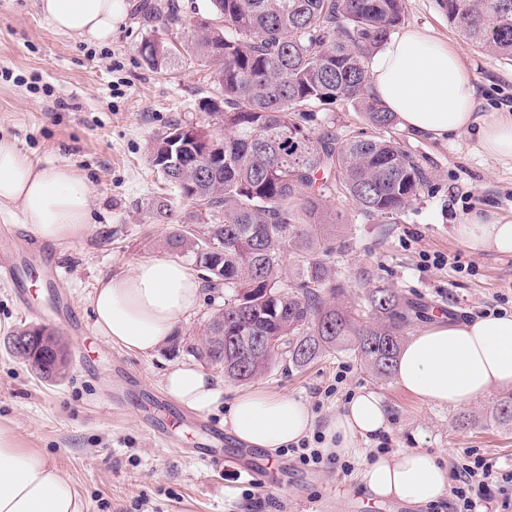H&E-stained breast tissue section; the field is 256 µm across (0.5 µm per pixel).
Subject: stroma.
<instances>
[{
  "mask_svg": "<svg viewBox=\"0 0 512 512\" xmlns=\"http://www.w3.org/2000/svg\"><path fill=\"white\" fill-rule=\"evenodd\" d=\"M140 0H125V12L105 43H88L56 32L33 0H0V137L14 140L32 160L74 166L91 190L92 224L79 242L43 249L16 211L0 210V225L17 226L16 241L0 239L36 264L47 251L57 267V288L70 321L53 326L63 336L69 365L44 381L12 357L3 339L16 328L40 324L46 303L33 287L30 310L21 309L14 286L0 278V429L18 447L45 454L76 488L81 512H379L363 484L370 453L420 448L453 467L458 452L474 448L512 469V421L495 416L501 392L468 404L439 407L401 389L395 378H378L353 353L327 355L311 365L273 371L253 380L256 388L281 392L306 404L325 424L361 388L380 393L391 421L383 437L360 444L345 463L305 466L285 450L275 463L301 482H283L276 470L257 484L221 463L199 459L202 429L183 425L167 435L147 427L146 417L168 420L183 413L177 402L163 407L164 374L193 362L224 292L208 288L201 307L179 329V350L165 347L133 355L98 336L87 300L99 278L132 270L139 262L167 257V225L136 211L135 201L168 195L150 164L153 137L171 121L202 120L201 97L212 95L210 72L189 55H178L155 72L143 62V37L163 36L159 23L144 22ZM403 28H424L451 45L467 63L484 113L512 108V62L484 54L450 26L436 0H407ZM426 174L420 195L391 218L361 220L351 202L329 199L347 226L349 244L337 248L338 301L377 286L396 289L421 309L407 334L437 318L463 321L496 312L512 313V255L473 253L461 246L454 225L477 210L512 218V164L483 155L473 134L448 139L388 129Z\"/></svg>",
  "mask_w": 512,
  "mask_h": 512,
  "instance_id": "35a3bbf8",
  "label": "stroma"
}]
</instances>
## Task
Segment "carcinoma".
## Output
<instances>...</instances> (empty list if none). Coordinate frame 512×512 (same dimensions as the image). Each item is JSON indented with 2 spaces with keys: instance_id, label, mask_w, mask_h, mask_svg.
Listing matches in <instances>:
<instances>
[{
  "instance_id": "1",
  "label": "carcinoma",
  "mask_w": 512,
  "mask_h": 512,
  "mask_svg": "<svg viewBox=\"0 0 512 512\" xmlns=\"http://www.w3.org/2000/svg\"><path fill=\"white\" fill-rule=\"evenodd\" d=\"M448 23L482 52L512 62V0H437ZM405 0H178L146 5L168 31L190 28V42L148 44V68H167L180 51L215 74L216 96L198 102L224 134L187 121L156 134L150 162L177 191L183 215L164 245L224 289L193 355L249 382L278 363L302 369L351 351L380 378L395 371L404 330L416 317L393 288L336 303L330 240L341 225L324 203L340 196L365 219L390 218L419 196L426 176L395 139L317 121L327 106L350 104L382 131L396 115L367 94L371 58L400 25ZM211 149L210 165L193 155ZM166 223L165 197L137 202ZM242 336L263 343L247 351ZM10 352L41 379L68 361L38 346Z\"/></svg>"
}]
</instances>
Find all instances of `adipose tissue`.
<instances>
[{
    "mask_svg": "<svg viewBox=\"0 0 512 512\" xmlns=\"http://www.w3.org/2000/svg\"><path fill=\"white\" fill-rule=\"evenodd\" d=\"M54 30L86 42L111 39L123 0H35ZM368 93L421 137L475 134L479 149L512 162V111L484 115L482 99L460 55L425 31L390 39L370 63ZM18 209L29 232L59 246L82 239L91 223L90 187L69 165H38L0 138V208ZM474 253L512 254V219L477 211L453 228ZM198 273L175 258L145 260L126 273L100 277L88 299L94 325L108 342L134 355L171 343L201 306ZM403 390L437 406L457 407L494 390H512V314H489L461 324L437 322L410 336L396 367ZM164 388L180 405L206 411L224 407V424L241 442L269 452L308 437L316 417L285 393L244 388L225 397L223 386L194 364L172 366ZM379 393L360 389L325 429V452L343 457L388 426ZM364 485L379 500L434 503L448 487V472L418 448L372 457ZM0 512H80L72 483L40 453L17 447L0 431Z\"/></svg>",
    "mask_w": 512,
    "mask_h": 512,
    "instance_id": "obj_1",
    "label": "adipose tissue"
}]
</instances>
